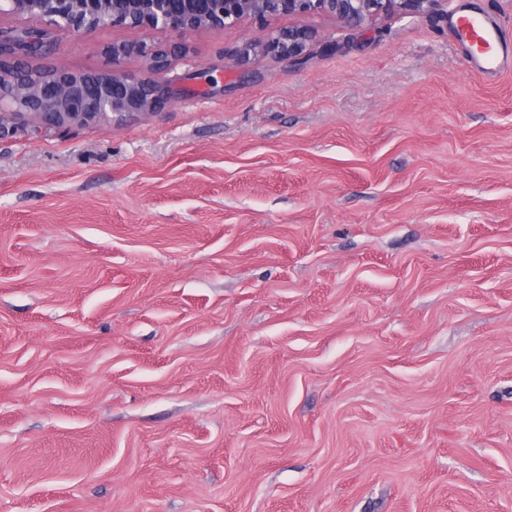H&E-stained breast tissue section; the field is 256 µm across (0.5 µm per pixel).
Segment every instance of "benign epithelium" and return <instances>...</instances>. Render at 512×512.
Here are the masks:
<instances>
[{
  "instance_id": "7a95c632",
  "label": "benign epithelium",
  "mask_w": 512,
  "mask_h": 512,
  "mask_svg": "<svg viewBox=\"0 0 512 512\" xmlns=\"http://www.w3.org/2000/svg\"><path fill=\"white\" fill-rule=\"evenodd\" d=\"M14 14L49 20L51 29L36 33H0V134L7 129L8 107L18 115L31 114L47 126H65L152 112L173 92L118 69L109 73H72L57 67L45 72L25 70L22 59L49 50L60 35H76L99 27L123 26L150 31L166 29L188 33L201 28H222L228 23L288 14H324L361 26L378 16L400 13L421 17L437 0H3ZM313 33L300 26L271 36L264 43H249L242 55L274 52L298 63L303 60ZM116 62L139 55L151 70L167 64L171 49L144 41L106 48Z\"/></svg>"
}]
</instances>
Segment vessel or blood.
Here are the masks:
<instances>
[{
  "label": "vessel or blood",
  "instance_id": "1",
  "mask_svg": "<svg viewBox=\"0 0 512 512\" xmlns=\"http://www.w3.org/2000/svg\"><path fill=\"white\" fill-rule=\"evenodd\" d=\"M455 38L468 45L467 64L491 78L512 62V47L499 42L492 23L482 15H461L453 23Z\"/></svg>",
  "mask_w": 512,
  "mask_h": 512
}]
</instances>
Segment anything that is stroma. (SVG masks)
I'll return each instance as SVG.
<instances>
[{"mask_svg": "<svg viewBox=\"0 0 512 512\" xmlns=\"http://www.w3.org/2000/svg\"><path fill=\"white\" fill-rule=\"evenodd\" d=\"M480 10L512 40V0H437L26 59L174 96L0 136V512H512V68L452 34ZM297 26L302 63L233 60ZM141 39L166 68L106 53Z\"/></svg>", "mask_w": 512, "mask_h": 512, "instance_id": "obj_1", "label": "stroma"}]
</instances>
